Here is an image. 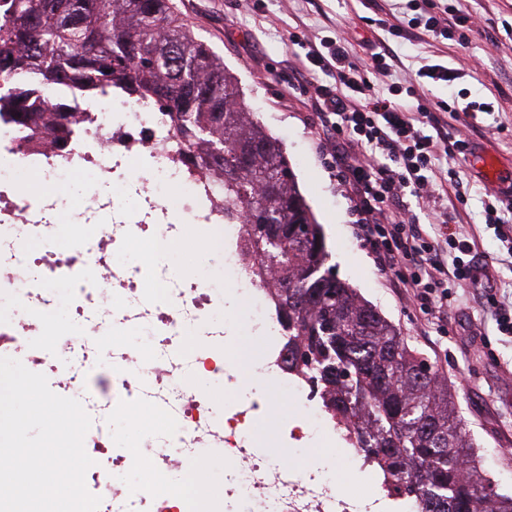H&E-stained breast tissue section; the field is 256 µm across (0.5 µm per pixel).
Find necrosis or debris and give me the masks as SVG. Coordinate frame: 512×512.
<instances>
[{"label":"necrosis or debris","instance_id":"4bbe7bcc","mask_svg":"<svg viewBox=\"0 0 512 512\" xmlns=\"http://www.w3.org/2000/svg\"><path fill=\"white\" fill-rule=\"evenodd\" d=\"M16 91L76 120L64 143L47 136L35 145L32 131L0 115V357L58 376V395L91 417L85 483L101 499L98 512H424L366 459L312 384L288 371L277 277L248 257L245 224L225 210L223 186L198 171L170 114L122 90L90 98L68 83L0 75V96ZM75 180L84 192L62 195ZM74 211L87 229L71 253L51 240ZM192 225L217 230L218 246L205 272L173 273L165 253ZM56 280L72 287L79 338L48 324L46 285ZM16 304L35 322L17 321ZM130 331L139 348L126 345ZM198 375L235 400L194 393L186 382ZM271 383L296 406L286 420L267 418ZM133 404L144 410L142 437L134 450L110 448ZM314 445L320 454L301 466L276 456ZM138 448L149 470L120 480ZM206 448L223 449L227 463L216 492L198 478ZM175 452L186 475L177 488L164 478ZM337 470L370 481V490H337Z\"/></svg>","mask_w":512,"mask_h":512}]
</instances>
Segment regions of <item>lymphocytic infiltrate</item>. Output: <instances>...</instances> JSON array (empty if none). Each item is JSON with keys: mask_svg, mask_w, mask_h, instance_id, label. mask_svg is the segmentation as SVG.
I'll use <instances>...</instances> for the list:
<instances>
[{"mask_svg": "<svg viewBox=\"0 0 512 512\" xmlns=\"http://www.w3.org/2000/svg\"><path fill=\"white\" fill-rule=\"evenodd\" d=\"M347 45L341 31L310 47L305 58L335 80L320 91L317 119L336 134L334 159L361 217L359 241L382 273L411 291L420 311L444 315L449 279L492 275L476 262L474 243L457 236L437 211L446 182L443 161L469 151L468 128L435 122L426 104L403 105L401 94L414 87L411 75L391 84L390 97H373ZM421 209L429 226L420 224Z\"/></svg>", "mask_w": 512, "mask_h": 512, "instance_id": "lymphocytic-infiltrate-1", "label": "lymphocytic infiltrate"}]
</instances>
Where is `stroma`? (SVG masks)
<instances>
[{
  "instance_id": "stroma-1",
  "label": "stroma",
  "mask_w": 512,
  "mask_h": 512,
  "mask_svg": "<svg viewBox=\"0 0 512 512\" xmlns=\"http://www.w3.org/2000/svg\"><path fill=\"white\" fill-rule=\"evenodd\" d=\"M196 37L224 58L257 118L283 144L301 193L321 225L330 263L337 276L355 288L401 332L408 348L422 357L448 390L482 467L500 491L512 493V337L498 332L481 298L482 284L448 285V317L436 326L406 297L403 288L381 275L352 233L349 202L335 173L316 149L320 131L314 116L317 89L333 76L300 64L308 45L348 29L350 53L371 39L395 58V74L414 73L443 64L459 69L451 83L424 80L419 96L444 101L442 122L471 120V154L457 157L458 188H447L442 201L458 236L474 241L476 259L491 263L492 291L512 302V255L485 223L484 209L512 180V0H447L455 19L480 16L483 28L471 34L467 55L478 70L461 66L453 40L417 33L390 36L379 24L385 11L407 13V0H173ZM487 111L467 118L468 106ZM488 158L492 170L475 165ZM497 456H487V449Z\"/></svg>"
}]
</instances>
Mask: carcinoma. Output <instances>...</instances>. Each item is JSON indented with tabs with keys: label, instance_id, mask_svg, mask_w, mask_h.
Instances as JSON below:
<instances>
[{
	"label": "carcinoma",
	"instance_id": "cac0c4a2",
	"mask_svg": "<svg viewBox=\"0 0 512 512\" xmlns=\"http://www.w3.org/2000/svg\"><path fill=\"white\" fill-rule=\"evenodd\" d=\"M0 0V74L35 71L48 84L84 80L116 87L175 114L197 166L224 183L260 263L278 273L288 320V367L305 373L326 404L357 432L360 448L432 512H512L476 462L463 423L437 375L397 329L327 265L325 238L279 141L255 118L236 78L197 39L171 0ZM137 44L136 56L126 52ZM12 118L49 129L39 102L18 94ZM267 147L246 173L239 155ZM222 149L224 155L214 154ZM280 212L269 239L258 223Z\"/></svg>",
	"mask_w": 512,
	"mask_h": 512
}]
</instances>
